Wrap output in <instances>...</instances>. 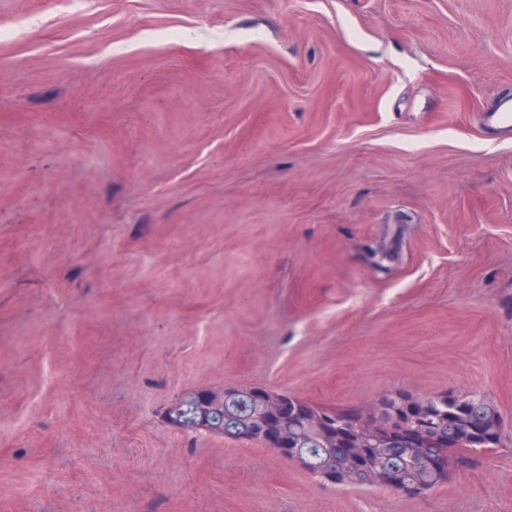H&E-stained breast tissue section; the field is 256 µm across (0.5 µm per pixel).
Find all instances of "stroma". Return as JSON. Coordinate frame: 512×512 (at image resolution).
Here are the masks:
<instances>
[{"instance_id":"stroma-1","label":"stroma","mask_w":512,"mask_h":512,"mask_svg":"<svg viewBox=\"0 0 512 512\" xmlns=\"http://www.w3.org/2000/svg\"><path fill=\"white\" fill-rule=\"evenodd\" d=\"M0 512H512L171 425L252 387L512 435V0H0ZM395 259L374 268L368 250ZM485 123L501 132L510 133L512 131V101L503 102L495 112L484 114Z\"/></svg>"}]
</instances>
